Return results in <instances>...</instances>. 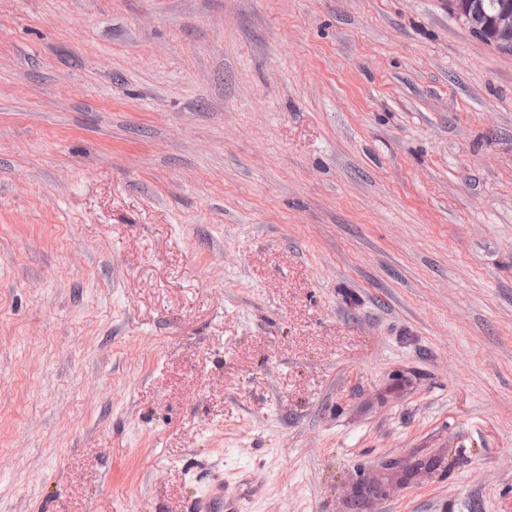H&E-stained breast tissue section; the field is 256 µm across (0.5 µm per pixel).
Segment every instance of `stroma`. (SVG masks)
<instances>
[{
	"instance_id": "35a3bbf8",
	"label": "stroma",
	"mask_w": 512,
	"mask_h": 512,
	"mask_svg": "<svg viewBox=\"0 0 512 512\" xmlns=\"http://www.w3.org/2000/svg\"><path fill=\"white\" fill-rule=\"evenodd\" d=\"M217 477L512 512V58L448 0H0V512Z\"/></svg>"
}]
</instances>
